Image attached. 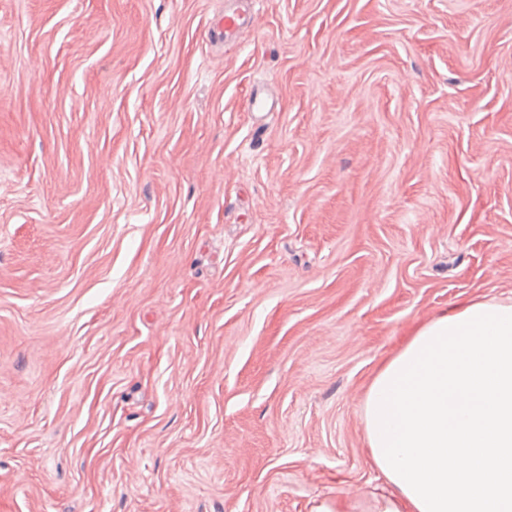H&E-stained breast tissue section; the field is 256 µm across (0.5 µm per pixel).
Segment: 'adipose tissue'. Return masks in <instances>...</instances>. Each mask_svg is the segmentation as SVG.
I'll return each mask as SVG.
<instances>
[{"mask_svg":"<svg viewBox=\"0 0 512 512\" xmlns=\"http://www.w3.org/2000/svg\"><path fill=\"white\" fill-rule=\"evenodd\" d=\"M374 512H512V303L472 300L419 327L366 390Z\"/></svg>","mask_w":512,"mask_h":512,"instance_id":"1","label":"adipose tissue"}]
</instances>
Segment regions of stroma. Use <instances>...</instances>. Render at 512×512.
<instances>
[{"label": "stroma", "mask_w": 512, "mask_h": 512, "mask_svg": "<svg viewBox=\"0 0 512 512\" xmlns=\"http://www.w3.org/2000/svg\"><path fill=\"white\" fill-rule=\"evenodd\" d=\"M230 2L0 0V512H372L376 369L512 300V0Z\"/></svg>", "instance_id": "1"}]
</instances>
